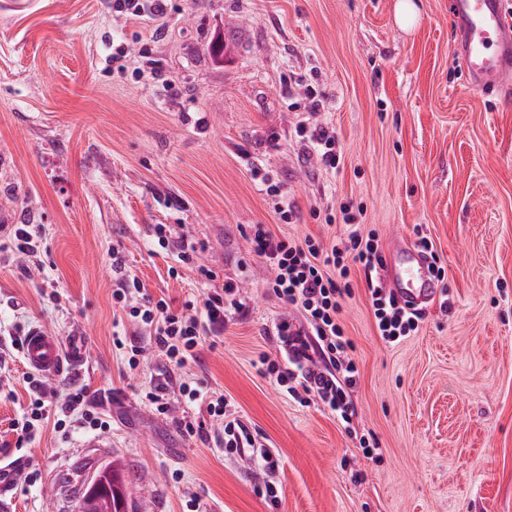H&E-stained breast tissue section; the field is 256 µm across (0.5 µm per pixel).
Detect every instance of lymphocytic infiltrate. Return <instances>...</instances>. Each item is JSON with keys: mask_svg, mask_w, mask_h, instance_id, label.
<instances>
[{"mask_svg": "<svg viewBox=\"0 0 512 512\" xmlns=\"http://www.w3.org/2000/svg\"><path fill=\"white\" fill-rule=\"evenodd\" d=\"M298 136L305 148L316 152L322 167L339 165L341 154L333 127L314 122L301 126ZM340 212L347 228L328 244L312 237L296 241L278 236L265 224L251 225L247 239L252 253L273 273L272 294L304 319L300 326L285 318L275 323L279 352L260 355L262 375L283 394L304 403L318 401L349 423L356 414L351 394L359 372L340 314L345 297L352 293V269L363 272L376 331L384 343L397 344L414 335L422 315L401 304L382 283L384 261L377 233L362 232L353 224L348 206H341ZM110 260L113 302L146 333L170 367L180 369L195 361L208 340L223 335L226 322L248 311L234 282L208 289L200 305L177 308L165 298L144 293L138 280L127 274L122 246L113 247ZM27 382L30 401L12 423L17 447H24L48 424L63 433L75 428H107V421L84 387L74 385L49 393L44 389L43 376L33 373L28 374ZM178 392L183 403L197 411L196 416L179 420L180 430L206 437L225 455L252 461L264 476L258 493L272 506H280L279 489L271 480L277 458L259 449L252 429L234 415L223 394L185 380Z\"/></svg>", "mask_w": 512, "mask_h": 512, "instance_id": "obj_1", "label": "lymphocytic infiltrate"}]
</instances>
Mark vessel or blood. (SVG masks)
Listing matches in <instances>:
<instances>
[{"instance_id":"1","label":"vessel or blood","mask_w":512,"mask_h":512,"mask_svg":"<svg viewBox=\"0 0 512 512\" xmlns=\"http://www.w3.org/2000/svg\"><path fill=\"white\" fill-rule=\"evenodd\" d=\"M456 28L454 51L471 85L480 89L512 87V21L503 0H448ZM384 281L398 298L418 307L436 299L439 287L429 276L425 258L412 245L393 246L384 267ZM27 364L40 374L55 376L65 366L84 362L81 337L64 345L44 326L31 327L22 341Z\"/></svg>"}]
</instances>
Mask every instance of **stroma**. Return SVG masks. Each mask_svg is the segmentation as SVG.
Here are the masks:
<instances>
[{
  "label": "stroma",
  "instance_id": "stroma-1",
  "mask_svg": "<svg viewBox=\"0 0 512 512\" xmlns=\"http://www.w3.org/2000/svg\"><path fill=\"white\" fill-rule=\"evenodd\" d=\"M166 0L161 16L116 12L112 0H0V225L37 224L34 267L0 252V328L43 325L82 337L83 386L109 422L102 432L52 427L16 449L10 424L29 401L22 362L0 376V465L25 458L13 512H74L85 483L119 462L142 512H512V89H473L453 52L448 0ZM326 95L318 119L342 158L320 167L288 97L300 79ZM274 175L300 208L278 221L254 170ZM361 210V230L432 238L450 309L431 302L415 335H377L360 273L341 318L358 366L350 436L320 404L280 394L260 370L276 354L275 319L301 322L267 290L271 269L245 230L331 242L327 209ZM192 238L214 287L236 282L249 312L229 322L181 377L224 393L274 451L282 504L258 494L248 462L180 431L140 397L165 360L112 301L109 251L154 297L199 299L195 271L161 248L156 225ZM144 345L127 372L112 344ZM381 459H367L358 435Z\"/></svg>",
  "mask_w": 512,
  "mask_h": 512
}]
</instances>
